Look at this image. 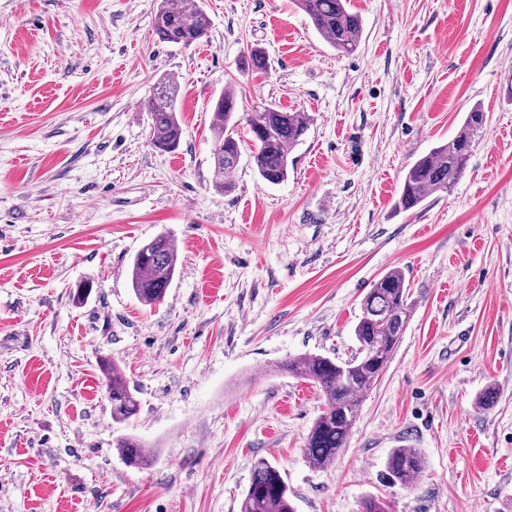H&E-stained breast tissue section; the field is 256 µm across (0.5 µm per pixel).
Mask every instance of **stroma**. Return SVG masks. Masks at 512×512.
Segmentation results:
<instances>
[{
	"label": "stroma",
	"instance_id": "obj_1",
	"mask_svg": "<svg viewBox=\"0 0 512 512\" xmlns=\"http://www.w3.org/2000/svg\"><path fill=\"white\" fill-rule=\"evenodd\" d=\"M207 37L160 42L157 0H0V512H239L257 459L297 512H512V0H351L340 56L294 0H201ZM264 52L266 72L247 69ZM183 137L150 143L158 78ZM310 117L269 185L245 155L210 184L212 104ZM480 105L486 134L451 191L394 201L418 157ZM178 246L163 302L131 289L134 254ZM400 268L412 312L348 444L312 468L319 390L290 358H348L364 295ZM92 291L74 299L78 284ZM135 390L112 419L99 361ZM493 390V406L478 398ZM154 453L128 465L118 440ZM418 449L412 487L392 449ZM425 461L415 448H395L389 453L386 471L389 480L403 487L412 486L423 473Z\"/></svg>",
	"mask_w": 512,
	"mask_h": 512
}]
</instances>
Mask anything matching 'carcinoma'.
I'll return each instance as SVG.
<instances>
[{"label": "carcinoma", "mask_w": 512, "mask_h": 512, "mask_svg": "<svg viewBox=\"0 0 512 512\" xmlns=\"http://www.w3.org/2000/svg\"><path fill=\"white\" fill-rule=\"evenodd\" d=\"M314 28L340 56L355 53L363 25L360 15L350 9L349 0H295ZM210 19L196 0H158L153 28L164 43L189 47L208 33ZM178 82L163 77L154 84L150 101L151 145L171 153L181 143L183 128L177 116ZM237 96L234 87L224 89L212 106L211 182L220 191L230 188L227 177L241 161L234 121ZM479 105L465 113L463 123L448 141L417 158L408 168L395 209L407 212L433 195L448 193L464 174L475 139L486 128ZM252 133L249 163L260 179L278 185L288 178V155L307 133L310 118L302 112H287L267 103L244 113ZM178 268V249L168 235H158L134 255L130 266L131 286L146 305L164 300ZM411 314L409 288L404 273L392 268L375 282L361 302V315L354 328L357 349L346 360L320 354H304L288 360V373L315 384L324 399L305 441V456L315 469L331 464L346 447L355 424L362 395L387 367ZM112 403V420L118 423L135 417L139 400L118 366L109 359L100 363ZM131 466H145L152 451L131 436L117 443ZM425 461L415 448H394L386 461L389 480L404 487L413 485L423 473ZM240 512H296L280 470L270 461L257 460Z\"/></svg>", "instance_id": "1"}]
</instances>
